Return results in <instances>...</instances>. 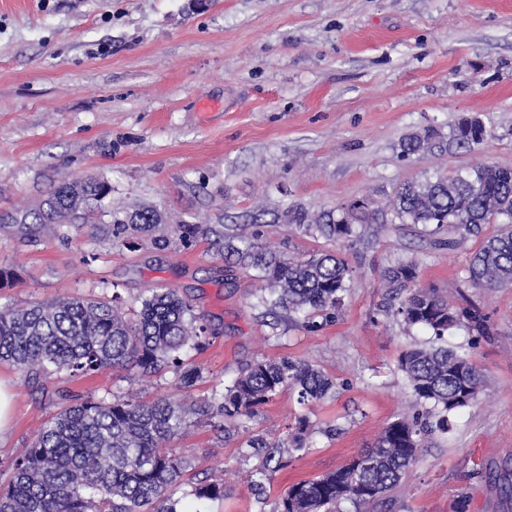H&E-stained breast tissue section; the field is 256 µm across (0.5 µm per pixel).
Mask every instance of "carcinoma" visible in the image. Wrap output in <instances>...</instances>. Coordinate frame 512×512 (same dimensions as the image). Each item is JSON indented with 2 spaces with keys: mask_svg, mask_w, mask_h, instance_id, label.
Masks as SVG:
<instances>
[{
  "mask_svg": "<svg viewBox=\"0 0 512 512\" xmlns=\"http://www.w3.org/2000/svg\"><path fill=\"white\" fill-rule=\"evenodd\" d=\"M486 133L483 124L470 127L461 121L446 144L432 142L433 133L426 131L404 140L401 153L441 146L470 149ZM111 191L97 176L61 182L35 207L18 209L16 215L57 234L71 218L84 224L101 219L102 203ZM389 207L391 223L420 225L434 237V245L450 249L460 238L479 236L485 224L499 225L498 233L483 239L473 254L467 280L475 288L512 287V168L483 163L407 182ZM370 216L369 203L354 200L319 215L298 205L281 214L303 235L350 245L360 238L358 224ZM159 220L152 208L123 218L114 213L104 232L130 248L143 235L160 249L168 248L173 238L183 246L211 234L222 238L225 261L255 271L257 303L269 314L281 312L291 325L311 328L318 318L325 324L335 321L354 280L353 268L338 254L287 257L258 225L248 232L224 233L209 224H175L158 235ZM418 270V262L410 259L382 274V310L396 314L406 329L423 328L430 334L427 342L408 346L397 359L409 401L370 448L329 473L292 484L279 495L273 512H339L344 502L359 509L379 503L406 479L424 440L448 432L450 417L479 399L485 376L472 350L488 334L487 318L479 307L463 303L459 292L414 287ZM454 327L465 328L471 342L448 345V330ZM207 332L190 302L171 289L151 291L132 316L122 310L117 296L7 305L0 307V364L37 385L59 374L121 369L140 380L168 370L189 392L203 380V371L185 365L181 353L202 349ZM286 389L297 394L299 404L315 405L336 396V381L305 360L262 356L204 402H146L119 392L110 399H79L50 416L31 447L11 462L10 478L0 484V512H183L173 489L182 484L188 465L173 452V442L192 418H219L218 429L229 436ZM313 435L304 415L282 439L254 435L245 442L243 457H262L259 477L250 485L256 499L266 496V473L280 467L285 457H299ZM192 495L222 500L224 483L199 482Z\"/></svg>",
  "mask_w": 512,
  "mask_h": 512,
  "instance_id": "obj_1",
  "label": "carcinoma"
}]
</instances>
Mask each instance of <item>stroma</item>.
I'll list each match as a JSON object with an SVG mask.
<instances>
[{"label": "stroma", "mask_w": 512, "mask_h": 512, "mask_svg": "<svg viewBox=\"0 0 512 512\" xmlns=\"http://www.w3.org/2000/svg\"><path fill=\"white\" fill-rule=\"evenodd\" d=\"M472 115L486 123L483 145L401 155L409 134L445 137ZM483 162L512 167V0H0V268L22 269L0 305L116 293L131 309L155 288L190 298L210 335L184 360L205 379L188 393L160 374L141 388L147 401L209 398L259 356L306 360L336 379L335 398L309 411L281 393L246 434L193 420L174 450L205 461L198 479L224 481V498L179 486L184 512H272L290 485L372 445L409 398L400 352L427 337L379 310L382 270L411 258L417 287L461 289L487 315L473 351L487 386L370 512H512L498 484L512 479V288L466 282L478 238L438 247L381 211L403 182ZM90 175L111 185L108 211L155 208L170 225L217 228L256 216L287 253L340 251L355 271L340 314L273 341L254 306L257 281L227 270L216 236L177 251L147 240L128 249L86 224L49 237L11 222L17 205ZM361 197L380 211L350 247L274 220L292 204L319 212ZM0 378L15 394L0 466L61 406L130 386L109 369L52 378L43 395L8 365ZM303 414L313 447L273 472L256 500L261 461L242 460L241 445L251 433L277 439Z\"/></svg>", "instance_id": "obj_1"}]
</instances>
